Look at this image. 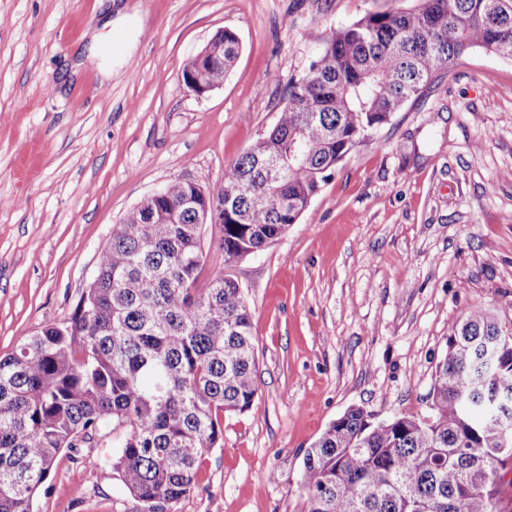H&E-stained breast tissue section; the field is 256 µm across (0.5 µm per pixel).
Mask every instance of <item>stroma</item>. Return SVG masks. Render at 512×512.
Returning <instances> with one entry per match:
<instances>
[{
	"label": "stroma",
	"mask_w": 512,
	"mask_h": 512,
	"mask_svg": "<svg viewBox=\"0 0 512 512\" xmlns=\"http://www.w3.org/2000/svg\"><path fill=\"white\" fill-rule=\"evenodd\" d=\"M414 4L0 0V356L69 316L130 208L173 179L222 181L334 29ZM225 28L234 67L197 95L183 67ZM234 274L260 393L225 414L177 512H299L304 452L332 421L431 415L449 325L480 307L512 320V60H455ZM120 439L106 421L62 451L33 512H143L108 464Z\"/></svg>",
	"instance_id": "obj_1"
}]
</instances>
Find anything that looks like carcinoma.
Segmentation results:
<instances>
[{"instance_id":"1","label":"carcinoma","mask_w":512,"mask_h":512,"mask_svg":"<svg viewBox=\"0 0 512 512\" xmlns=\"http://www.w3.org/2000/svg\"><path fill=\"white\" fill-rule=\"evenodd\" d=\"M323 44L224 180L205 190L172 180L129 210L70 316L0 358V512H32L60 452L107 419L123 433L112 469L125 490L143 512H176L223 443L224 413L248 410L260 390L251 312L228 269L284 235L336 166L455 59L474 49L512 59V0H417L368 13ZM239 49L226 29L224 54L184 71L220 85ZM274 153L291 155L277 176L265 165ZM219 207L212 243L222 263L201 288V220ZM506 326L477 308L448 327L433 415L375 424L352 407L331 422L303 455L302 512H512L501 476L512 443L485 411L492 403L512 418ZM498 344L506 352L485 377V351Z\"/></svg>"}]
</instances>
